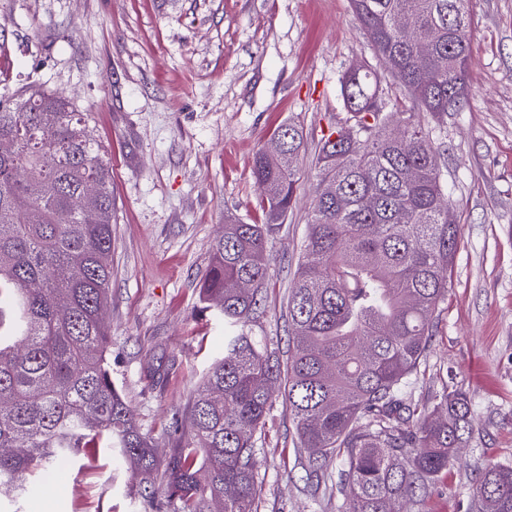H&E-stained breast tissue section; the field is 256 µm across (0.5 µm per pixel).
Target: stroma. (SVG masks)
I'll return each mask as SVG.
<instances>
[{
    "label": "stroma",
    "mask_w": 512,
    "mask_h": 512,
    "mask_svg": "<svg viewBox=\"0 0 512 512\" xmlns=\"http://www.w3.org/2000/svg\"><path fill=\"white\" fill-rule=\"evenodd\" d=\"M470 10L467 100L423 119L461 236L448 299L408 390L429 403L444 386L465 391L474 433L423 512H467L478 471L512 465V0H471ZM355 64L380 73L383 106L406 109L350 0H0V100L30 87L62 93L92 114L107 150L112 380L158 455L182 440L173 415L224 356V327L200 293L214 242L225 216L263 223L254 159L291 122L304 138L299 180L267 238L261 310L243 327L287 363L288 290L318 196L316 158L348 117L339 78ZM272 389L256 442L254 512H342L341 461L312 486L282 382ZM34 481L43 496L1 499L0 512H151L107 448L56 459Z\"/></svg>",
    "instance_id": "1"
}]
</instances>
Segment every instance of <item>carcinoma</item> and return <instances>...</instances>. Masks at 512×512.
Returning a JSON list of instances; mask_svg holds the SVG:
<instances>
[{
    "mask_svg": "<svg viewBox=\"0 0 512 512\" xmlns=\"http://www.w3.org/2000/svg\"><path fill=\"white\" fill-rule=\"evenodd\" d=\"M351 3L411 111H385L378 76L362 65L340 78L350 117L318 154L321 193L288 296L284 396L317 480L326 460H341L344 512H420L473 428L460 390L432 405L405 396L460 236L416 116L464 102L472 15L469 0ZM90 120L39 88L0 103V141L11 144L0 152V448L14 449L0 454V497L25 496L27 477L58 456L103 447L151 506L161 492L174 512H253L255 438L279 359L249 336L227 337L190 406V441L158 458L112 382V170ZM274 140L280 151L259 150L253 171L265 222L225 217L202 284V300L234 325L260 310L267 236L293 201L303 135L288 122ZM469 512H512V466L479 472Z\"/></svg>",
    "mask_w": 512,
    "mask_h": 512,
    "instance_id": "obj_1",
    "label": "carcinoma"
}]
</instances>
